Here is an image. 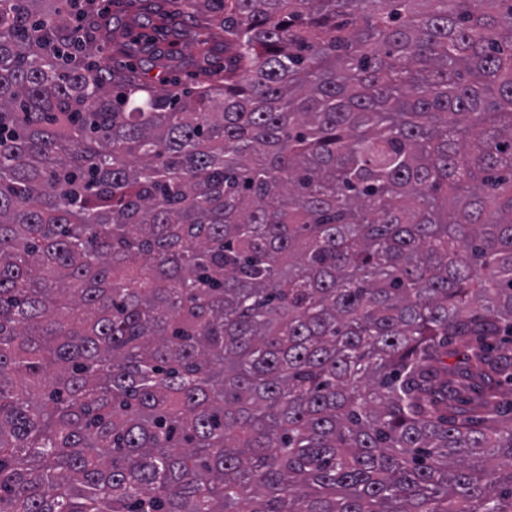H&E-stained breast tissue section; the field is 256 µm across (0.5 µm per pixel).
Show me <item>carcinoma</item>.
Returning a JSON list of instances; mask_svg holds the SVG:
<instances>
[{
    "instance_id": "1",
    "label": "carcinoma",
    "mask_w": 512,
    "mask_h": 512,
    "mask_svg": "<svg viewBox=\"0 0 512 512\" xmlns=\"http://www.w3.org/2000/svg\"><path fill=\"white\" fill-rule=\"evenodd\" d=\"M0 0V512H512V0ZM192 9L184 96L124 53Z\"/></svg>"
}]
</instances>
